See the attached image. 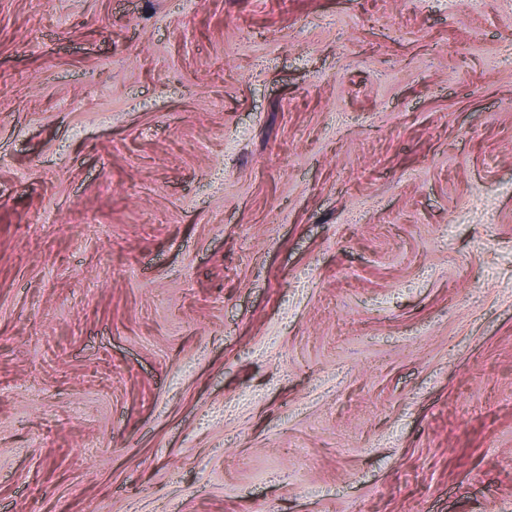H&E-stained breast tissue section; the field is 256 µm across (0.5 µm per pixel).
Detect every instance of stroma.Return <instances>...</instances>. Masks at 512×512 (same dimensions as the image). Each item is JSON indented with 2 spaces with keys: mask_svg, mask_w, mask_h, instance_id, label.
<instances>
[{
  "mask_svg": "<svg viewBox=\"0 0 512 512\" xmlns=\"http://www.w3.org/2000/svg\"><path fill=\"white\" fill-rule=\"evenodd\" d=\"M0 512H512V0H0Z\"/></svg>",
  "mask_w": 512,
  "mask_h": 512,
  "instance_id": "obj_1",
  "label": "stroma"
}]
</instances>
